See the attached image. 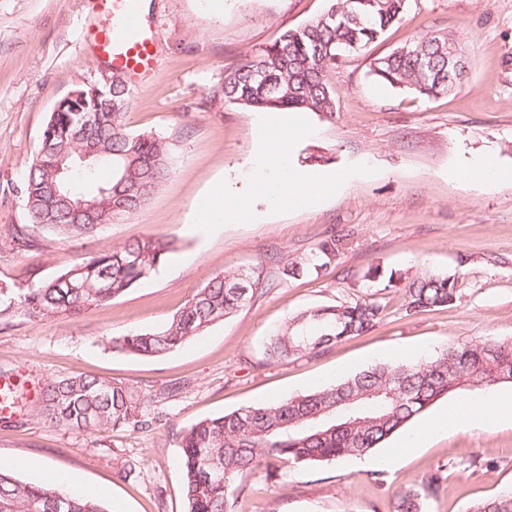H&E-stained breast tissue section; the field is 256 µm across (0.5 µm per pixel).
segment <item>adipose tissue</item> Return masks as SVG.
Listing matches in <instances>:
<instances>
[{"instance_id": "1", "label": "adipose tissue", "mask_w": 512, "mask_h": 512, "mask_svg": "<svg viewBox=\"0 0 512 512\" xmlns=\"http://www.w3.org/2000/svg\"><path fill=\"white\" fill-rule=\"evenodd\" d=\"M272 143L259 148L247 169L250 192L240 195L215 187L198 208L196 220L201 224L252 221L250 200L266 197L280 202L283 196L302 206L315 204L334 189L333 182L320 173L294 167L289 162L290 146L300 136H310L308 127L300 123L276 122ZM512 422V394L485 393L455 407L453 412H441L421 428L408 435L400 448L410 451L424 439L441 431L458 428H481Z\"/></svg>"}]
</instances>
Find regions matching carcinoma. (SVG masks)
Here are the masks:
<instances>
[{
  "label": "carcinoma",
  "mask_w": 512,
  "mask_h": 512,
  "mask_svg": "<svg viewBox=\"0 0 512 512\" xmlns=\"http://www.w3.org/2000/svg\"><path fill=\"white\" fill-rule=\"evenodd\" d=\"M408 0H331L329 9L297 29L284 31L271 45L244 58L206 97L210 103L267 111L302 110L331 116L335 95L324 72L340 57L359 53L402 20ZM459 51L446 33L411 37L371 61L381 85L405 88L433 98L457 88L466 68L450 71L449 50ZM75 90L96 118L72 135L75 112H51L38 154L20 187L31 225L14 226L10 244L18 251L38 246L36 228L52 237L92 236L140 209L170 173V145L151 133L127 131L130 97L126 81L112 85L81 83ZM96 154L83 161L82 148ZM81 166V181L54 175L58 164ZM111 169L109 181L92 185L95 169ZM96 199L93 216L75 210L81 200ZM177 251L175 241L153 236L123 246L105 247L47 280L25 287L0 283V319L23 315L43 321L60 314L78 316L106 304L151 277ZM336 238L312 256L286 263L288 277L320 274L336 259ZM403 283L405 310L431 311L456 299L459 275L424 267L389 275ZM264 289L255 270L224 271L197 289L163 327L114 336L112 349L138 357L173 352L210 325L239 311ZM385 305L369 298L304 309L276 328L264 343V360L279 363L315 357L336 343L369 333L385 317ZM506 351L494 356L491 349ZM512 376V342L452 343L435 355L413 361L376 363L340 382L276 402L248 406L198 421L177 436L186 512H235L246 491L245 474L278 462L320 465L362 456L403 429L438 400L463 390L487 389ZM141 398L123 384L89 376L50 380L37 413L50 424L78 430L147 431L153 419L140 412ZM446 476L433 472L417 486L393 494L394 512H423ZM0 512H109L99 500L64 493L42 483L23 482L0 468ZM467 512H512V490L477 502Z\"/></svg>",
  "instance_id": "cac0c4a2"
}]
</instances>
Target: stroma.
I'll use <instances>...</instances> for the list:
<instances>
[{
	"label": "stroma",
	"mask_w": 512,
	"mask_h": 512,
	"mask_svg": "<svg viewBox=\"0 0 512 512\" xmlns=\"http://www.w3.org/2000/svg\"><path fill=\"white\" fill-rule=\"evenodd\" d=\"M330 0H145L157 43L156 76L130 89L125 125L174 143L172 172L131 218L93 238H57L16 252L10 228L27 221L19 188L56 103L80 82L109 75L85 46L86 29L107 24L94 0H0V283L47 278L106 246L148 236L175 240L157 274L121 298L79 316L0 321V378L14 384L13 419L0 421V457L23 458L19 475L39 481L38 463L75 477L110 512H186L176 435L192 423L320 389L378 362L429 357L452 342L512 341V0H409L400 23L363 52L328 69L336 96L326 117L304 113L315 138L295 162L343 175L335 194L312 206L277 209L252 201L249 224H195L191 216L216 182L247 190L245 164L259 140L258 110L210 105L208 90L249 53L322 15ZM454 33L470 61L466 81L425 99L376 85L373 58L429 31ZM493 154L505 171L475 188L454 178L472 158ZM336 238V259L320 275L290 278L287 259L314 254ZM259 266L265 288L231 317L178 350L142 358L110 340L163 326L190 295L224 270ZM429 267L460 271L455 302L407 314L400 289L366 274ZM377 298L385 317L370 333L316 357L263 364V341L314 305ZM86 375L137 388L163 423L150 432L90 433L51 425L35 412L53 378ZM371 455L316 466L258 470L247 477L237 512H392L393 493L456 460L425 512H465L512 487V427L456 428L390 467Z\"/></svg>",
	"instance_id": "35a3bbf8"
}]
</instances>
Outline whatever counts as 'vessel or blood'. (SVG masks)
I'll return each instance as SVG.
<instances>
[{
	"mask_svg": "<svg viewBox=\"0 0 512 512\" xmlns=\"http://www.w3.org/2000/svg\"><path fill=\"white\" fill-rule=\"evenodd\" d=\"M116 24L87 30L84 40L105 56L113 69L125 73L130 82L142 84L155 73V43L149 36L150 24L140 0H95Z\"/></svg>",
	"mask_w": 512,
	"mask_h": 512,
	"instance_id": "b4317fda",
	"label": "vessel or blood"
}]
</instances>
